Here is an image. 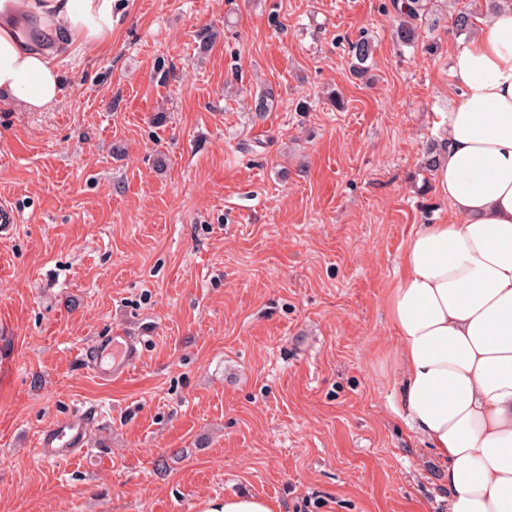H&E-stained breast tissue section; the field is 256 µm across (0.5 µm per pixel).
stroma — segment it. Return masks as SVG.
Segmentation results:
<instances>
[{
	"mask_svg": "<svg viewBox=\"0 0 512 512\" xmlns=\"http://www.w3.org/2000/svg\"><path fill=\"white\" fill-rule=\"evenodd\" d=\"M490 9L426 0L405 46L391 0H127L111 44L61 61L53 109L0 102V201L19 215L0 239V512L240 493L448 512L394 410L382 296L409 234L448 216L428 149L470 38L455 17ZM116 328L141 360L105 384L81 355ZM77 406L99 413L91 455L41 463L37 433Z\"/></svg>",
	"mask_w": 512,
	"mask_h": 512,
	"instance_id": "35a3bbf8",
	"label": "stroma"
}]
</instances>
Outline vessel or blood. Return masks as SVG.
<instances>
[{"mask_svg": "<svg viewBox=\"0 0 512 512\" xmlns=\"http://www.w3.org/2000/svg\"><path fill=\"white\" fill-rule=\"evenodd\" d=\"M138 337L116 329L95 338L85 349L82 362L96 378L114 381L126 377L139 362L141 351ZM93 407L81 406L58 418L36 438V453L40 461L59 463L89 454V434L97 421Z\"/></svg>", "mask_w": 512, "mask_h": 512, "instance_id": "b4317fda", "label": "vessel or blood"}]
</instances>
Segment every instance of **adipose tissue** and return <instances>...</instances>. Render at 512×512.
<instances>
[{"instance_id": "adipose-tissue-1", "label": "adipose tissue", "mask_w": 512, "mask_h": 512, "mask_svg": "<svg viewBox=\"0 0 512 512\" xmlns=\"http://www.w3.org/2000/svg\"><path fill=\"white\" fill-rule=\"evenodd\" d=\"M121 0H0V101L41 112L59 60L112 40ZM436 187L451 218L407 240L384 297L399 409L441 463L449 512H512V4L450 58Z\"/></svg>"}]
</instances>
